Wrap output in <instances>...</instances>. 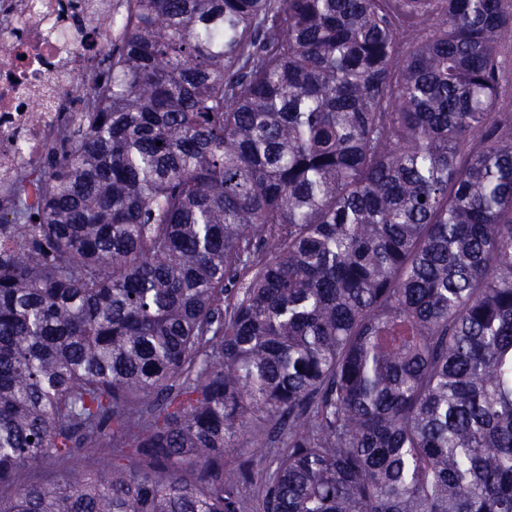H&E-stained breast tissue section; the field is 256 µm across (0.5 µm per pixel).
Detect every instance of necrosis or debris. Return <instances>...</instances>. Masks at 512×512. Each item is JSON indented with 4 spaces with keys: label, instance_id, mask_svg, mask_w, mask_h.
Returning a JSON list of instances; mask_svg holds the SVG:
<instances>
[{
    "label": "necrosis or debris",
    "instance_id": "1",
    "mask_svg": "<svg viewBox=\"0 0 512 512\" xmlns=\"http://www.w3.org/2000/svg\"><path fill=\"white\" fill-rule=\"evenodd\" d=\"M62 0H0V195L14 168L40 161L57 138L66 112L87 99L97 55L57 36Z\"/></svg>",
    "mask_w": 512,
    "mask_h": 512
}]
</instances>
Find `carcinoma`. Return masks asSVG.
<instances>
[{"mask_svg":"<svg viewBox=\"0 0 512 512\" xmlns=\"http://www.w3.org/2000/svg\"><path fill=\"white\" fill-rule=\"evenodd\" d=\"M122 17L0 198V512H245L269 422L264 512H512V0ZM86 455H88V452L84 450L78 458L68 460L64 463H60L56 460H47L40 466L22 473L20 480L24 483H39L47 480H58L61 475L68 473L71 469L80 467V461Z\"/></svg>","mask_w":512,"mask_h":512,"instance_id":"cac0c4a2","label":"carcinoma"}]
</instances>
